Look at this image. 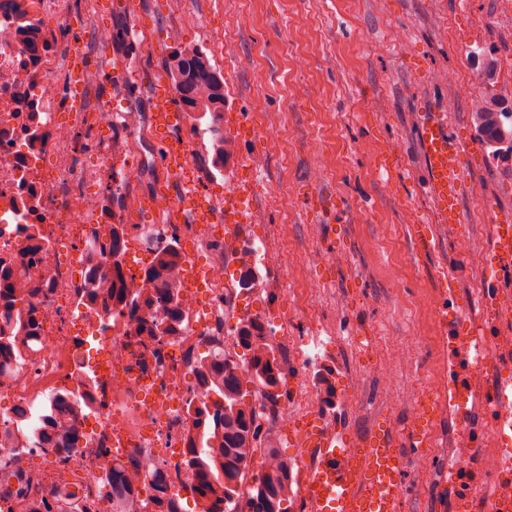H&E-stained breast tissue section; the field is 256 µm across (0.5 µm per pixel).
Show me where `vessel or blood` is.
Instances as JSON below:
<instances>
[{
  "label": "vessel or blood",
  "mask_w": 512,
  "mask_h": 512,
  "mask_svg": "<svg viewBox=\"0 0 512 512\" xmlns=\"http://www.w3.org/2000/svg\"><path fill=\"white\" fill-rule=\"evenodd\" d=\"M151 124L160 135V150L165 165L186 159V143L176 134L177 94L173 89L151 96ZM428 178L425 190L435 206L434 221L456 226L462 221L458 199L466 182L464 158L467 146L454 138L443 112H429L420 121ZM251 194L248 183L234 181L225 190L219 206H191L178 213L176 222L195 224H250L253 212L245 205ZM490 261L498 279L489 281L483 292L485 316L462 328L454 320L444 319L443 330L448 342L442 359L448 389L437 397L425 415L400 423L398 429L382 424L361 435L358 448L360 465L345 462L350 428L337 422L336 431L323 435L322 422L316 418L299 421L288 431V442L297 448L319 442L321 467L316 476L297 481L299 495L309 512H401L407 498L406 476L410 451H422L431 442L439 419V408H446L447 418L454 422L453 440L467 448L483 445L480 431L469 425V403L482 409L490 429L500 428L512 420L505 409L512 402V380L504 379L495 386L482 380L480 353L486 347L496 349V361L512 370V335L499 326L500 319L512 317V302L504 298L505 288H512V214L499 215L492 230ZM440 470L448 481V509L457 512L460 505L478 501L480 512H512V456L503 457L494 475H487L477 464L461 466L454 460H440Z\"/></svg>",
  "instance_id": "b4317fda"
}]
</instances>
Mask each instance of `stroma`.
Instances as JSON below:
<instances>
[{"mask_svg":"<svg viewBox=\"0 0 512 512\" xmlns=\"http://www.w3.org/2000/svg\"><path fill=\"white\" fill-rule=\"evenodd\" d=\"M61 23L68 41H89L99 30L111 40L103 49H88L84 70L92 78L84 107L134 110L141 116L135 135L149 158L135 196L153 195L168 176L150 120L151 96L143 85L108 78L104 69L122 59L150 76L167 74L177 52L196 48L226 72L242 112L262 110L285 128L283 138L258 135L237 146L224 167L214 166V140L206 133L196 141L191 169L202 200L214 203L229 180L253 182L250 204L256 221L246 235L255 242L286 240L288 253L259 275L288 274L322 287L316 303L323 335L337 331L356 337L352 349L327 348L323 369L337 392L350 393L351 379L372 362L377 331L396 340L425 344L417 364L405 367V380L418 369L441 389L439 366L441 318L448 301L440 293L449 268L447 247L437 246L446 230L432 221L434 205L423 192L427 179L418 128L425 112L448 115L453 135L471 146L468 185L481 186L494 206L512 211V149L486 147L471 112L489 98L512 104V79L496 76L476 86H449L448 76L479 70L483 58L497 68L512 65V11L501 0H65ZM190 14L194 23H183ZM221 43H212L214 35ZM149 36L144 48L140 38ZM307 59L296 70L295 56ZM328 154L332 178L313 176L317 153ZM259 158L262 174L251 160ZM289 193L290 211L278 199ZM333 219L345 226L334 250L343 264L321 263L324 233L315 225L325 203ZM426 225L432 238L423 244L411 227ZM460 306L468 320L480 312V297L471 290L476 278H491V265L460 259L456 268ZM246 306L269 320L287 319L292 336L310 335L305 313L285 291L249 297ZM374 405L369 415L351 414L359 433L385 421L410 417L406 403L384 386H368ZM435 456L422 473H408L409 498L403 512H448V490L437 467L451 442L447 422L435 433Z\"/></svg>","mask_w":512,"mask_h":512,"instance_id":"obj_1","label":"stroma"}]
</instances>
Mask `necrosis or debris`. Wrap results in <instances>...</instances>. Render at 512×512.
I'll list each match as a JSON object with an SVG mask.
<instances>
[{
	"mask_svg": "<svg viewBox=\"0 0 512 512\" xmlns=\"http://www.w3.org/2000/svg\"><path fill=\"white\" fill-rule=\"evenodd\" d=\"M63 17L62 0H0V271L27 288L36 326L25 344L0 354V512H29L44 501L65 512H112V492L102 482L105 467L119 462L144 474L162 473L173 492L192 482L176 455L185 447L190 402L203 392L194 373L198 346L216 349L236 344V323L260 322L276 350L289 386L276 400L258 395L254 417L264 428L282 432L302 417L325 418V396L312 380L327 342L320 332L297 342L287 322H272L242 307V293L262 295L284 288V278L260 279L257 264L268 263L267 244L246 247L225 237L224 249L205 262L185 253L175 279L182 288L183 317L162 346L140 344L127 315L118 312L99 285L110 282L108 255L112 227L124 223L126 269L151 262L171 234L214 244L210 224H131L136 198L127 186L141 177L145 159L135 142L103 147L94 169L82 168L87 130L83 122L59 120L66 107L69 66L67 45L55 27ZM123 183L98 194L87 181ZM38 234L40 249L22 252L20 244ZM251 271L249 286L227 280L225 259ZM200 270L203 286L183 282ZM382 341L372 349L369 374L400 390L412 407L431 391L400 383L403 358L382 355ZM84 395L80 411L59 406L64 390ZM69 432L67 459L42 447L36 429L45 421ZM169 449L161 457L159 449ZM48 468L31 467L30 459Z\"/></svg>",
	"mask_w": 512,
	"mask_h": 512,
	"instance_id": "1",
	"label": "necrosis or debris"
}]
</instances>
